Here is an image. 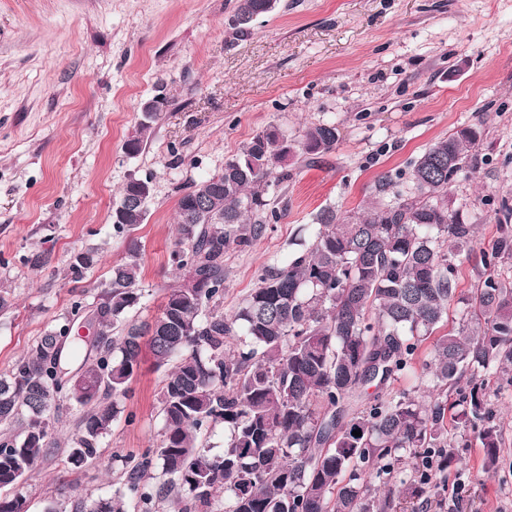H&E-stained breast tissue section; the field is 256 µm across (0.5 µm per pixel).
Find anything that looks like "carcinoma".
Listing matches in <instances>:
<instances>
[{"instance_id": "cac0c4a2", "label": "carcinoma", "mask_w": 512, "mask_h": 512, "mask_svg": "<svg viewBox=\"0 0 512 512\" xmlns=\"http://www.w3.org/2000/svg\"><path fill=\"white\" fill-rule=\"evenodd\" d=\"M278 2L237 0L236 35H249ZM159 116L141 113L129 153ZM337 140L332 123L293 139L270 126L220 171L186 187L170 254L179 282L161 313L139 324L130 313L143 297V249L131 231L146 218L153 185L147 177L126 181L112 202L125 257L99 285L94 341L71 335L82 313L76 304L65 324L0 374V424L10 429L0 437V512H28L26 499L9 490L51 454L61 402L83 411L68 439L69 463L78 468L99 456L145 350L156 369H167L162 443L132 466L126 492L97 501L94 512H126L128 494L150 504L175 491L185 496L179 512H424L425 485L436 476V495L448 492L471 433L485 472L495 470L501 431L477 374L512 383V281L501 278L512 267V224L496 225L457 325L439 332L457 297L456 258L472 250L473 225L448 186L479 140L476 129L432 143L404 182L380 178L368 211L320 210L301 251L264 268L242 305L224 315V256L278 220L266 195L288 180L291 161L318 159ZM101 255L98 246L71 254L67 277L82 282ZM411 379L429 390V401L412 398L409 387L387 398L368 393L372 384ZM218 422L224 451L212 454L201 437ZM155 466L161 479L140 484L137 475Z\"/></svg>"}]
</instances>
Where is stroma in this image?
<instances>
[{"mask_svg": "<svg viewBox=\"0 0 512 512\" xmlns=\"http://www.w3.org/2000/svg\"><path fill=\"white\" fill-rule=\"evenodd\" d=\"M236 0H0V373L75 303L91 304L125 253L111 206L130 176L150 178L135 320L161 311L176 274L179 190L219 171L264 128L298 135L334 123L335 149L267 199L277 223L224 258V311L234 312L267 265L284 260L305 225L331 206L360 211L378 179L399 177L433 142L461 127L480 133L451 191L475 249L489 247L512 206V0H280L250 35L231 26ZM166 104L138 153L126 142L142 104ZM102 245L103 261L71 283L74 249ZM163 371L142 365L103 439L99 461L75 469L67 439L81 408L63 405L58 446L29 471V512L72 507L126 489L128 459L158 448ZM503 436L482 474L464 449L443 512H512V386L487 379Z\"/></svg>", "mask_w": 512, "mask_h": 512, "instance_id": "35a3bbf8", "label": "stroma"}]
</instances>
